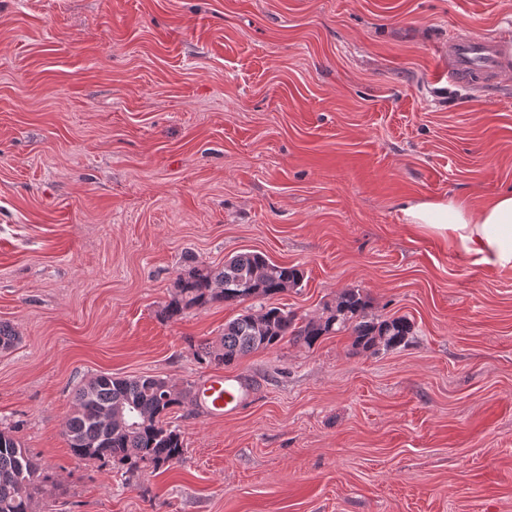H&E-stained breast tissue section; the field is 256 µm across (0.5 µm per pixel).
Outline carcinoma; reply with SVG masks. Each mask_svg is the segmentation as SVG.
Masks as SVG:
<instances>
[{"instance_id": "cac0c4a2", "label": "carcinoma", "mask_w": 512, "mask_h": 512, "mask_svg": "<svg viewBox=\"0 0 512 512\" xmlns=\"http://www.w3.org/2000/svg\"><path fill=\"white\" fill-rule=\"evenodd\" d=\"M303 271L256 252L234 255L214 268L191 258L186 274L174 286L160 318L177 321L190 310L213 303L241 304L267 299L302 286ZM347 332L364 350L395 348L408 342L413 325L405 317L382 318L358 289H348L323 308L302 318L285 307L247 308L224 325L219 344L201 348L208 365L230 366L243 356L270 349L285 339L313 347L324 336ZM197 402L191 385L142 375L132 378L97 375L75 393V409L65 422V435L80 462H115L126 481L145 467L168 470L182 461L184 439L167 418ZM45 478L28 450L10 432L0 430V512H34L35 495Z\"/></svg>"}]
</instances>
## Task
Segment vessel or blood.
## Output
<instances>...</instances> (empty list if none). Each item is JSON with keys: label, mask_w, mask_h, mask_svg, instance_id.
<instances>
[{"label": "vessel or blood", "mask_w": 512, "mask_h": 512, "mask_svg": "<svg viewBox=\"0 0 512 512\" xmlns=\"http://www.w3.org/2000/svg\"><path fill=\"white\" fill-rule=\"evenodd\" d=\"M501 40L460 34L448 42V76L457 84L478 87L480 79H499L506 75L507 64ZM247 388L240 377L219 376L205 382L200 399L207 412L221 416L236 409Z\"/></svg>", "instance_id": "obj_1"}]
</instances>
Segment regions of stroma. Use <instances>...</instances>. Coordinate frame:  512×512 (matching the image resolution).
<instances>
[{"instance_id": "1", "label": "stroma", "mask_w": 512, "mask_h": 512, "mask_svg": "<svg viewBox=\"0 0 512 512\" xmlns=\"http://www.w3.org/2000/svg\"><path fill=\"white\" fill-rule=\"evenodd\" d=\"M512 44V0H0V429L36 512H512V270L408 223L404 200L512 190V76L448 82V35ZM298 266L303 317L348 288L413 324L201 363L239 305L175 322L188 257ZM201 388L182 463L126 486L64 435L89 378ZM246 391L242 378L219 376L205 382L200 392V399L209 415L223 416L243 402Z\"/></svg>"}]
</instances>
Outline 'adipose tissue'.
<instances>
[{
	"mask_svg": "<svg viewBox=\"0 0 512 512\" xmlns=\"http://www.w3.org/2000/svg\"><path fill=\"white\" fill-rule=\"evenodd\" d=\"M401 210L409 223L446 236L453 247L476 263L512 270V191L489 200L479 210L465 201L405 200Z\"/></svg>",
	"mask_w": 512,
	"mask_h": 512,
	"instance_id": "adipose-tissue-1",
	"label": "adipose tissue"
}]
</instances>
